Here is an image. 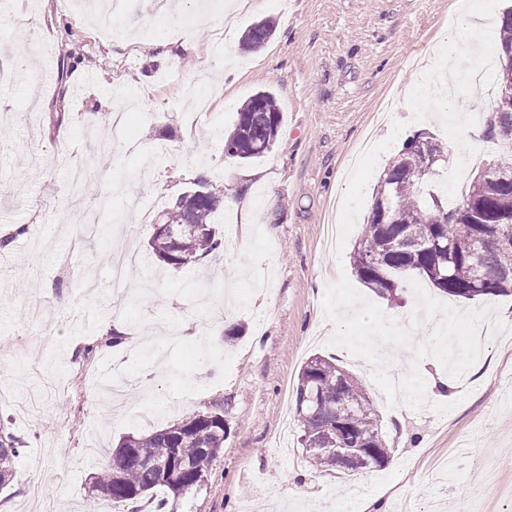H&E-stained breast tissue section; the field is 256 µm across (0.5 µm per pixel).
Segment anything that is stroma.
I'll return each mask as SVG.
<instances>
[{
	"mask_svg": "<svg viewBox=\"0 0 512 512\" xmlns=\"http://www.w3.org/2000/svg\"><path fill=\"white\" fill-rule=\"evenodd\" d=\"M134 0L120 15L84 0H0V423L26 441L0 512H21L30 473L51 512H84L88 481L125 435H147L190 413L222 407L230 433L205 484L171 502L172 512H512L494 501L512 486L511 298L455 301L485 309L477 366L450 377L434 357L420 360L427 408L389 404L371 365L332 344L322 299L351 275L350 253L367 215L339 214L343 233L327 250L332 203L370 198L404 141L425 129L444 144L465 181L463 131L492 98L464 96L455 123L418 122L416 62L433 60L458 28L457 0H262L224 25V0ZM471 43L497 53L487 18L505 0H467ZM275 25L263 52L241 50L253 22ZM74 59L65 81L29 86L7 80L22 52L33 72L58 69L57 49ZM271 91L284 114L273 152L250 162L224 155L212 129H230L250 95ZM127 116L112 158L96 137ZM128 195L117 194V175ZM204 178L220 192L214 216L223 252L178 270L144 256L143 208L162 213ZM111 198L120 223L91 233L83 215ZM142 252L131 269L133 304L115 319L108 303L112 260L127 245ZM234 289L227 324L200 333L199 291ZM122 323L128 346L81 349ZM240 336L225 338L229 326ZM336 357L358 377L393 449L384 469L352 478L316 471L298 442L293 388L309 356ZM449 405L439 417L433 404ZM501 464L491 485L472 475L487 457Z\"/></svg>",
	"mask_w": 512,
	"mask_h": 512,
	"instance_id": "stroma-1",
	"label": "stroma"
}]
</instances>
